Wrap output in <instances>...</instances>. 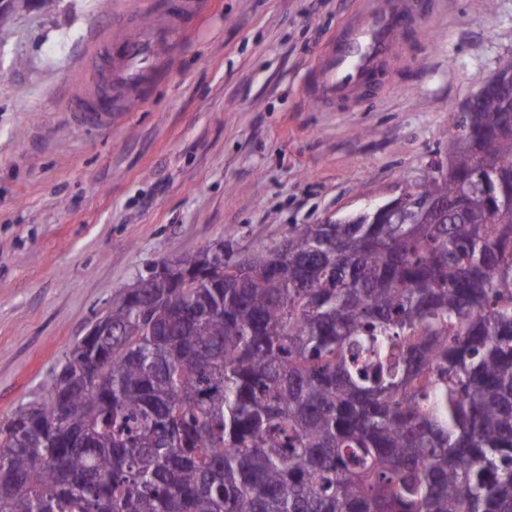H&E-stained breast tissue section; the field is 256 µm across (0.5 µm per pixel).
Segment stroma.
<instances>
[{
  "label": "stroma",
  "instance_id": "35a3bbf8",
  "mask_svg": "<svg viewBox=\"0 0 512 512\" xmlns=\"http://www.w3.org/2000/svg\"><path fill=\"white\" fill-rule=\"evenodd\" d=\"M357 0H209L149 101L71 110L83 63L142 0H56L0 29V420L157 264L233 255L396 198L448 161L450 117L512 60V0H438L387 85L327 111L310 65Z\"/></svg>",
  "mask_w": 512,
  "mask_h": 512
}]
</instances>
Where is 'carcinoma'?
Listing matches in <instances>:
<instances>
[{
	"label": "carcinoma",
	"mask_w": 512,
	"mask_h": 512,
	"mask_svg": "<svg viewBox=\"0 0 512 512\" xmlns=\"http://www.w3.org/2000/svg\"><path fill=\"white\" fill-rule=\"evenodd\" d=\"M496 97L419 199L512 196ZM112 297L0 422V512H512V208L293 224Z\"/></svg>",
	"instance_id": "1"
}]
</instances>
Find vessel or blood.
Returning a JSON list of instances; mask_svg holds the SVG:
<instances>
[{
    "mask_svg": "<svg viewBox=\"0 0 512 512\" xmlns=\"http://www.w3.org/2000/svg\"><path fill=\"white\" fill-rule=\"evenodd\" d=\"M437 0H365L321 50L304 86L325 105L349 99L383 81L384 66L401 50L402 35L420 30ZM153 24L134 36L118 28L98 40L84 66L75 112L97 125L111 122L133 99L146 98L203 10V0H149Z\"/></svg>",
    "mask_w": 512,
    "mask_h": 512,
    "instance_id": "vessel-or-blood-1",
    "label": "vessel or blood"
}]
</instances>
